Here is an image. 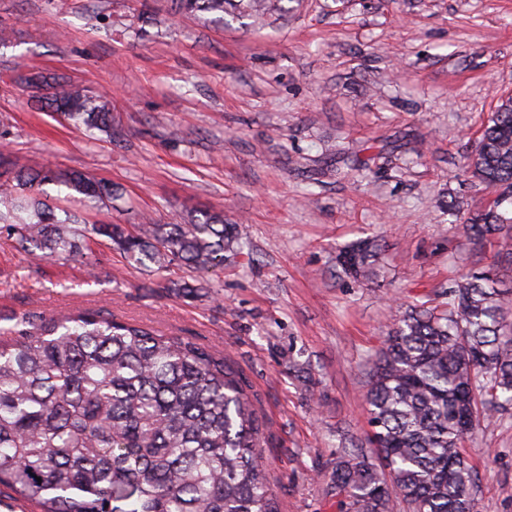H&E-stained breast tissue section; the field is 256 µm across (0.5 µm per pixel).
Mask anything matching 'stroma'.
Returning <instances> with one entry per match:
<instances>
[{
    "mask_svg": "<svg viewBox=\"0 0 512 512\" xmlns=\"http://www.w3.org/2000/svg\"><path fill=\"white\" fill-rule=\"evenodd\" d=\"M150 11L154 22L143 25ZM0 157L111 181L99 218L185 224L220 212L244 250L188 297L101 236L89 264L33 260L0 234V328L84 309L226 353L259 401L281 512H340L331 463L364 443L365 361L424 294L491 258L461 247L447 210L493 195L462 171L512 93V0H295L265 26L205 25L167 0H0ZM107 91L105 141L14 86L17 66ZM376 238V280L336 252ZM463 452L477 512H512V409Z\"/></svg>",
    "mask_w": 512,
    "mask_h": 512,
    "instance_id": "35a3bbf8",
    "label": "stroma"
}]
</instances>
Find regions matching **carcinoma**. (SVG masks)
Returning <instances> with one entry per match:
<instances>
[{
	"label": "carcinoma",
	"instance_id": "cac0c4a2",
	"mask_svg": "<svg viewBox=\"0 0 512 512\" xmlns=\"http://www.w3.org/2000/svg\"><path fill=\"white\" fill-rule=\"evenodd\" d=\"M281 0H171L176 15L262 21ZM64 121L107 140L118 134L110 102L60 72L17 71ZM466 171L497 192L493 206L462 221L474 255L500 244L512 269V96L480 130ZM57 187L51 196L45 186ZM112 183L47 164L0 170V229L41 258L87 260L86 234L108 238L145 271L174 263L224 269L240 253L221 212L193 224L135 232L88 222L112 208ZM382 247L359 240L336 256L358 282L378 275ZM444 301H417L398 318L365 368L372 455L336 451L330 486L345 512H476L464 439L512 405V290L492 271L448 283ZM256 399L227 356L189 339L83 310L21 316L0 336V486L39 512H280L261 446Z\"/></svg>",
	"mask_w": 512,
	"mask_h": 512
}]
</instances>
